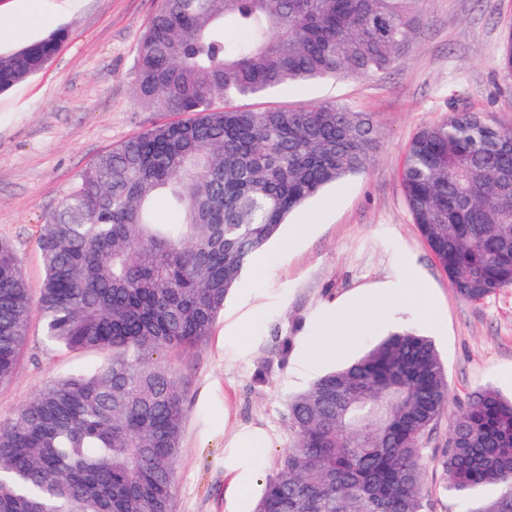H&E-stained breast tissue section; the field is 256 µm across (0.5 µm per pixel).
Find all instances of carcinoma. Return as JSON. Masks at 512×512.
Masks as SVG:
<instances>
[{
	"label": "carcinoma",
	"instance_id": "obj_1",
	"mask_svg": "<svg viewBox=\"0 0 512 512\" xmlns=\"http://www.w3.org/2000/svg\"><path fill=\"white\" fill-rule=\"evenodd\" d=\"M422 0H161L137 49L140 103L184 119L99 154L41 226L32 293L0 242V386L38 312L46 341L109 358L42 386L0 421V512H171L185 387L162 355L212 334L251 259L288 214L365 171L370 116L334 104L234 108L289 84L393 68ZM57 31L0 53V93L36 74ZM512 126L455 112L406 149L413 223L456 294L512 286ZM167 197L181 224H159ZM448 403L433 341L388 334L288 398L291 445L255 512H424L426 445ZM443 482L461 497L496 484L482 512H512V398L494 389L449 419Z\"/></svg>",
	"mask_w": 512,
	"mask_h": 512
}]
</instances>
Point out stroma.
<instances>
[{"label": "stroma", "instance_id": "obj_1", "mask_svg": "<svg viewBox=\"0 0 512 512\" xmlns=\"http://www.w3.org/2000/svg\"><path fill=\"white\" fill-rule=\"evenodd\" d=\"M39 2L68 38L42 72L0 94V241L12 247L34 288L44 275L41 226L80 174L113 145L176 118L144 108L135 95L137 48L158 0ZM511 30L512 0H425L413 45L387 72L301 81L235 100V107L251 110L343 105L371 116L378 143L364 172L289 215L254 258L260 276L244 275L212 335L169 355L187 387L171 512H253L255 500L240 504L226 493L231 436L254 428L267 433L271 446L258 472L266 479L291 443L289 396L394 329L429 336L448 371L447 415L429 439L430 460L448 446L449 416L475 392L512 395V286L478 302L460 298L413 223L402 189L405 147L423 127L462 110L512 125V72L499 65ZM353 306L361 318L356 336L312 372L297 374L310 346L339 334V321ZM257 312L262 322L255 326ZM286 336L292 339L286 363H270L276 338ZM104 360L100 353L49 346L40 319H33L16 375L0 386V421L50 380L91 373ZM264 364L269 370L261 381ZM499 492L489 486L461 501L432 467L426 512H468Z\"/></svg>", "mask_w": 512, "mask_h": 512}]
</instances>
